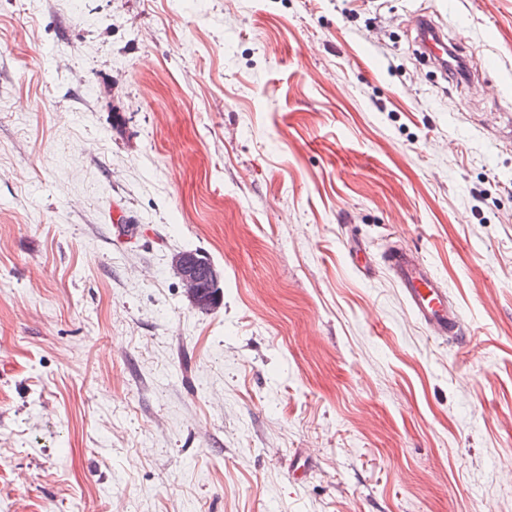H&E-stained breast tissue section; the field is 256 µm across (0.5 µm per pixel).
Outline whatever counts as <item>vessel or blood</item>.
Returning a JSON list of instances; mask_svg holds the SVG:
<instances>
[{
	"label": "vessel or blood",
	"mask_w": 512,
	"mask_h": 512,
	"mask_svg": "<svg viewBox=\"0 0 512 512\" xmlns=\"http://www.w3.org/2000/svg\"><path fill=\"white\" fill-rule=\"evenodd\" d=\"M419 40L428 55L447 58L448 45L440 28L429 19L421 21ZM384 263L410 310L432 336L462 344L472 340L459 309L448 299L446 287L414 251L394 246L385 254Z\"/></svg>",
	"instance_id": "1"
}]
</instances>
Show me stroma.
Instances as JSON below:
<instances>
[{
  "instance_id": "35a3bbf8",
  "label": "stroma",
  "mask_w": 512,
  "mask_h": 512,
  "mask_svg": "<svg viewBox=\"0 0 512 512\" xmlns=\"http://www.w3.org/2000/svg\"><path fill=\"white\" fill-rule=\"evenodd\" d=\"M0 512H512V0H0ZM420 21L421 28L419 33V40L424 47L426 54L438 57L446 69L447 64L444 61L448 56V45L441 33L440 28L431 23L428 17L421 13L415 16L416 30L418 29ZM383 260L410 310L432 336L461 344L474 338L459 309L448 300L442 281L414 251L395 245ZM187 297L199 309L218 307L222 300L220 289L224 273L208 257L197 254H177L173 258Z\"/></svg>"
}]
</instances>
